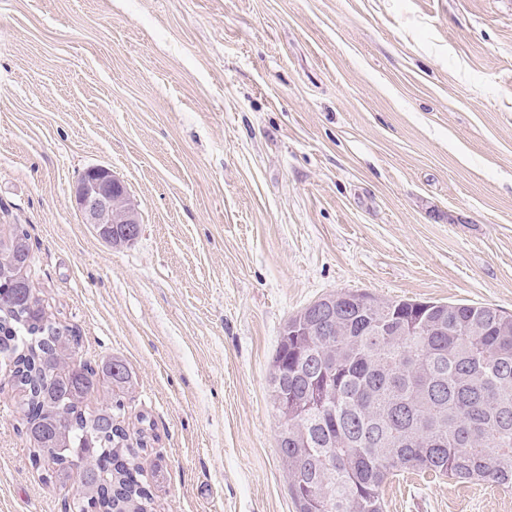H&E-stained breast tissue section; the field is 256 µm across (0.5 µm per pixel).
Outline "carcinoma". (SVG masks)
Instances as JSON below:
<instances>
[{"instance_id": "1", "label": "carcinoma", "mask_w": 512, "mask_h": 512, "mask_svg": "<svg viewBox=\"0 0 512 512\" xmlns=\"http://www.w3.org/2000/svg\"><path fill=\"white\" fill-rule=\"evenodd\" d=\"M32 263L26 232L0 230V359L13 366L34 456L61 488L78 472L75 512H150L147 418L136 439L123 426L132 372L117 357L100 374L88 366L73 331L46 314ZM335 298V329L302 336L296 315L273 358L296 512H383V486L410 470L512 490V317L490 305ZM322 357L335 370L321 371ZM93 393L104 403L88 412Z\"/></svg>"}]
</instances>
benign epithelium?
<instances>
[{
  "mask_svg": "<svg viewBox=\"0 0 512 512\" xmlns=\"http://www.w3.org/2000/svg\"><path fill=\"white\" fill-rule=\"evenodd\" d=\"M74 198L83 223L94 231L121 229L122 240L131 243L140 234V217L126 184L106 166L87 168L76 186Z\"/></svg>",
  "mask_w": 512,
  "mask_h": 512,
  "instance_id": "7a95c632",
  "label": "benign epithelium"
}]
</instances>
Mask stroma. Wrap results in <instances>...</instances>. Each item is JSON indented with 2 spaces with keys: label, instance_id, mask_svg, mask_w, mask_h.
Returning a JSON list of instances; mask_svg holds the SVG:
<instances>
[{
  "label": "stroma",
  "instance_id": "stroma-1",
  "mask_svg": "<svg viewBox=\"0 0 512 512\" xmlns=\"http://www.w3.org/2000/svg\"><path fill=\"white\" fill-rule=\"evenodd\" d=\"M104 165L139 212L77 211ZM84 360H125L152 512H294L271 365L337 291L512 314V0H0V229ZM0 367V512H69ZM385 512H512L419 472ZM74 198L84 224H91L95 233L107 244L118 246L131 243L140 234V217L137 207L126 184L118 178L112 169L106 166L88 167L76 186ZM122 226H119V225ZM113 225V226H112ZM121 227V237L112 243V230L104 228ZM102 238H101V237Z\"/></svg>",
  "mask_w": 512,
  "mask_h": 512
}]
</instances>
